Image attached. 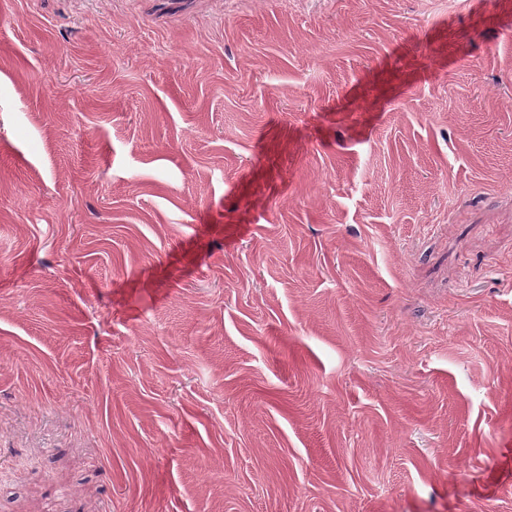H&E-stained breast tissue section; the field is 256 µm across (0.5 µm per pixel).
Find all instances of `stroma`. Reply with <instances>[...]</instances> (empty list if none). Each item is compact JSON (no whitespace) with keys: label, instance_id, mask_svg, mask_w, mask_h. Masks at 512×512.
Here are the masks:
<instances>
[{"label":"stroma","instance_id":"1","mask_svg":"<svg viewBox=\"0 0 512 512\" xmlns=\"http://www.w3.org/2000/svg\"><path fill=\"white\" fill-rule=\"evenodd\" d=\"M0 512H512V0H0Z\"/></svg>","mask_w":512,"mask_h":512}]
</instances>
